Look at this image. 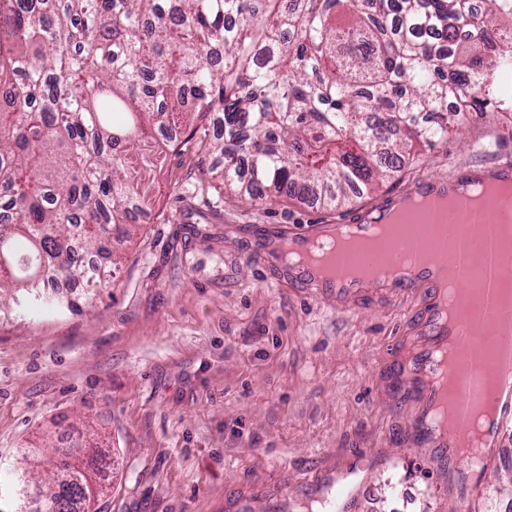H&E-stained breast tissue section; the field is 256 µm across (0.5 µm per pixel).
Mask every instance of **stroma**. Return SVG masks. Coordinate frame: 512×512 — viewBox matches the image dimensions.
Here are the masks:
<instances>
[{"instance_id": "stroma-1", "label": "stroma", "mask_w": 512, "mask_h": 512, "mask_svg": "<svg viewBox=\"0 0 512 512\" xmlns=\"http://www.w3.org/2000/svg\"><path fill=\"white\" fill-rule=\"evenodd\" d=\"M512 158V112L471 116L417 148L347 214L417 182ZM211 159L168 152L144 173L155 198L88 311L0 314V468L26 446L105 448L94 512H512V427L481 490L464 461L415 431L425 284L395 295L319 294L269 261L276 224L336 223L298 200L247 207Z\"/></svg>"}]
</instances>
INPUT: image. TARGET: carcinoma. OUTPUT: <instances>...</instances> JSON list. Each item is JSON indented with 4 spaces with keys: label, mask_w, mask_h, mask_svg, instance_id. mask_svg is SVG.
Instances as JSON below:
<instances>
[{
    "label": "carcinoma",
    "mask_w": 512,
    "mask_h": 512,
    "mask_svg": "<svg viewBox=\"0 0 512 512\" xmlns=\"http://www.w3.org/2000/svg\"><path fill=\"white\" fill-rule=\"evenodd\" d=\"M512 9L486 0H0V293L91 275L148 208L142 143L214 115L213 174L241 202L309 197L336 210L400 171L405 153L512 99ZM461 107L448 111V99ZM89 475L58 489L80 512Z\"/></svg>",
    "instance_id": "carcinoma-1"
}]
</instances>
